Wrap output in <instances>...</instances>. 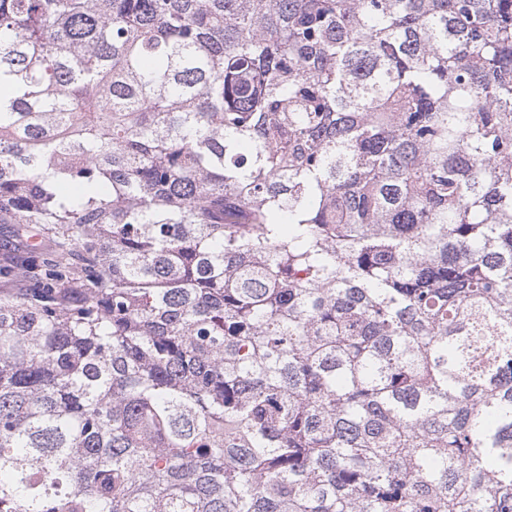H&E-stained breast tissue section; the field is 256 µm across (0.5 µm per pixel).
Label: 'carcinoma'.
<instances>
[{"instance_id": "cac0c4a2", "label": "carcinoma", "mask_w": 512, "mask_h": 512, "mask_svg": "<svg viewBox=\"0 0 512 512\" xmlns=\"http://www.w3.org/2000/svg\"><path fill=\"white\" fill-rule=\"evenodd\" d=\"M0 512H512V0H0Z\"/></svg>"}]
</instances>
